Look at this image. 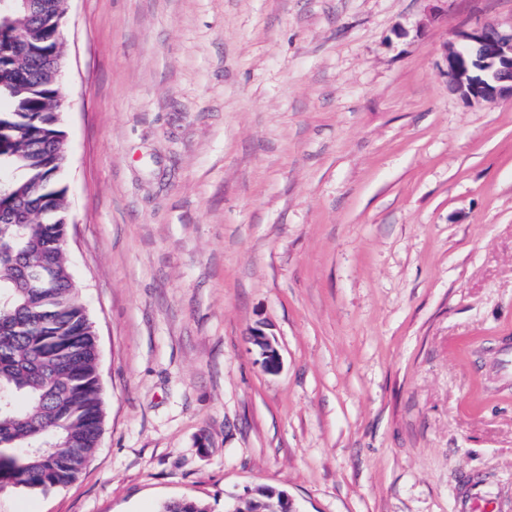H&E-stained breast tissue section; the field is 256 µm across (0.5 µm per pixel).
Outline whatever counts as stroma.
<instances>
[{
  "label": "stroma",
  "mask_w": 512,
  "mask_h": 512,
  "mask_svg": "<svg viewBox=\"0 0 512 512\" xmlns=\"http://www.w3.org/2000/svg\"><path fill=\"white\" fill-rule=\"evenodd\" d=\"M69 269L102 429L0 512H512V0H67ZM279 353L266 368L249 340ZM461 43L446 55L448 84L467 102L512 101V28L501 30L487 24L460 35ZM475 55L485 71L486 81L469 77L468 59ZM249 336L251 343L261 352L264 363L270 367L277 365L279 355L268 335L263 330L256 328L252 329Z\"/></svg>",
  "instance_id": "obj_1"
}]
</instances>
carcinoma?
Instances as JSON below:
<instances>
[{
    "instance_id": "obj_1",
    "label": "carcinoma",
    "mask_w": 512,
    "mask_h": 512,
    "mask_svg": "<svg viewBox=\"0 0 512 512\" xmlns=\"http://www.w3.org/2000/svg\"><path fill=\"white\" fill-rule=\"evenodd\" d=\"M64 0L0 15V471L30 493L72 483L93 457L102 417L95 332L65 249L58 70ZM48 267L45 284L28 272ZM160 512H208L171 499Z\"/></svg>"
}]
</instances>
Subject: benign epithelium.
I'll return each mask as SVG.
<instances>
[{
	"mask_svg": "<svg viewBox=\"0 0 512 512\" xmlns=\"http://www.w3.org/2000/svg\"><path fill=\"white\" fill-rule=\"evenodd\" d=\"M460 40L446 55L448 84L468 102L512 101V31L487 24L462 33ZM250 341L265 364H278V352L263 330H252Z\"/></svg>",
	"mask_w": 512,
	"mask_h": 512,
	"instance_id": "obj_1",
	"label": "benign epithelium"
}]
</instances>
